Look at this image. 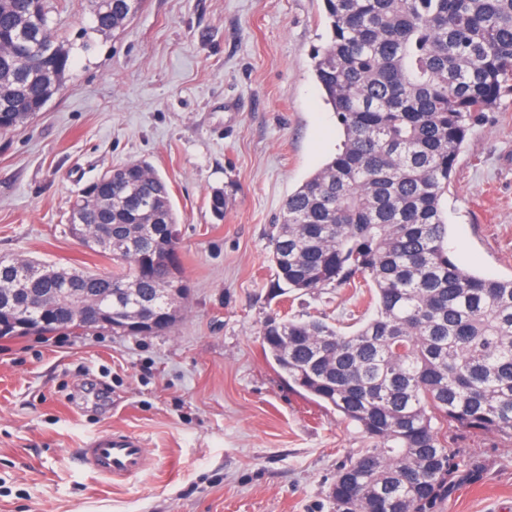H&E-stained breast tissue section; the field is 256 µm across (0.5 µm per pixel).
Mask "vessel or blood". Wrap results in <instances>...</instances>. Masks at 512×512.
Returning <instances> with one entry per match:
<instances>
[{"instance_id": "vessel-or-blood-1", "label": "vessel or blood", "mask_w": 512, "mask_h": 512, "mask_svg": "<svg viewBox=\"0 0 512 512\" xmlns=\"http://www.w3.org/2000/svg\"><path fill=\"white\" fill-rule=\"evenodd\" d=\"M76 461L90 467L103 478L128 479L139 474L145 467V442L135 434L104 432L87 442L85 448L78 453Z\"/></svg>"}]
</instances>
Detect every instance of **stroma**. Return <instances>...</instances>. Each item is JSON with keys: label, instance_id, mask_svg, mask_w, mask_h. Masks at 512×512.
Masks as SVG:
<instances>
[{"label": "stroma", "instance_id": "1", "mask_svg": "<svg viewBox=\"0 0 512 512\" xmlns=\"http://www.w3.org/2000/svg\"><path fill=\"white\" fill-rule=\"evenodd\" d=\"M71 43L61 92L0 134V255L112 269L67 229V202L110 167L165 178L188 299L149 336L0 338V512H331L336 472L367 445L331 406L293 389L261 348L272 318L340 331L372 313L368 284L302 293L277 284L270 238L284 200L341 143L311 53L320 0H146L110 36L88 0H52ZM239 191L223 222L213 189ZM463 269L512 277V95L480 114L442 199ZM133 433L147 462L123 482L78 467L101 432ZM481 480L441 512H512V439L458 433Z\"/></svg>", "mask_w": 512, "mask_h": 512}]
</instances>
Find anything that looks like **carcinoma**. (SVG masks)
Instances as JSON below:
<instances>
[{
	"mask_svg": "<svg viewBox=\"0 0 512 512\" xmlns=\"http://www.w3.org/2000/svg\"><path fill=\"white\" fill-rule=\"evenodd\" d=\"M91 30L123 28L144 0H89ZM328 40L314 72L343 140L283 204L271 242L277 279L314 292L372 284L373 314L344 333L322 320L270 319L262 346L288 379L356 424L371 443L344 464L333 512H441L482 468L442 429L512 436V278L461 268L446 247L441 206L464 142L482 112L512 94V0H322ZM49 0H0V131L60 91L71 47ZM44 47L36 70L21 46ZM68 204L97 236L112 273L70 272L0 257V338L77 331L89 301L112 322L152 312L173 324L185 297L165 259L179 249L166 181L150 163L113 167ZM234 181L212 191L224 220Z\"/></svg>",
	"mask_w": 512,
	"mask_h": 512,
	"instance_id": "carcinoma-1",
	"label": "carcinoma"
}]
</instances>
